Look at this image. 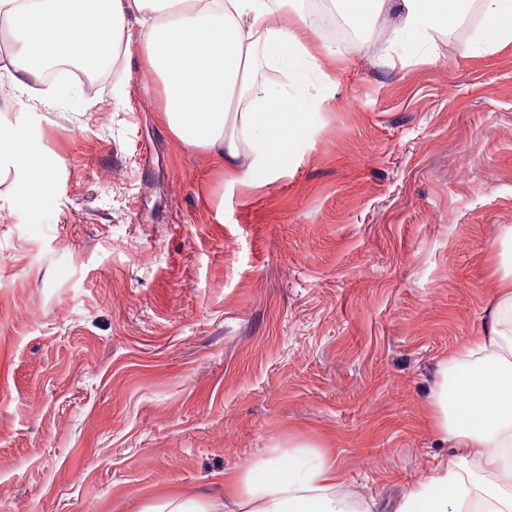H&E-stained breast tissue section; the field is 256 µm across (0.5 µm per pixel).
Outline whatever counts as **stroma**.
<instances>
[{"instance_id": "stroma-1", "label": "stroma", "mask_w": 512, "mask_h": 512, "mask_svg": "<svg viewBox=\"0 0 512 512\" xmlns=\"http://www.w3.org/2000/svg\"><path fill=\"white\" fill-rule=\"evenodd\" d=\"M484 20L381 62L334 47L287 170L258 188L186 150L138 60L20 115L63 161L31 223L0 197V512H143L217 494L274 446L327 450L393 512L453 450L443 362L482 333L512 225V46Z\"/></svg>"}]
</instances>
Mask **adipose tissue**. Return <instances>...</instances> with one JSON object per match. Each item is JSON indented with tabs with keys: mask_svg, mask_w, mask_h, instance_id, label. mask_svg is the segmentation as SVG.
I'll use <instances>...</instances> for the list:
<instances>
[{
	"mask_svg": "<svg viewBox=\"0 0 512 512\" xmlns=\"http://www.w3.org/2000/svg\"><path fill=\"white\" fill-rule=\"evenodd\" d=\"M484 3L489 31L476 48L512 45V0H397L392 45L430 55L436 37ZM298 0H0L9 26L4 70L14 103L32 95L47 63L97 70L109 58L142 65L162 92L164 120L187 149L216 161L226 186L260 187L287 168L318 108L305 93L325 79L308 47L316 33ZM288 70L293 87L257 84L258 64ZM59 156L23 126L0 125V185L36 219L57 195ZM502 274L489 324L444 362L430 401L439 441L467 448L419 481L395 512H512V225H503ZM374 502L342 490L325 452L295 444L225 475L214 497L182 494L148 512H373Z\"/></svg>",
	"mask_w": 512,
	"mask_h": 512,
	"instance_id": "1",
	"label": "adipose tissue"
}]
</instances>
